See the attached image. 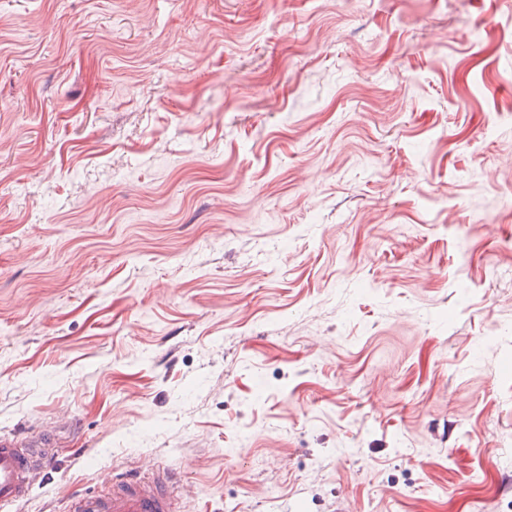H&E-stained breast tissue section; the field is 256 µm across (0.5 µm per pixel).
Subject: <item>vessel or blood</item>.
I'll return each instance as SVG.
<instances>
[{
	"label": "vessel or blood",
	"mask_w": 512,
	"mask_h": 512,
	"mask_svg": "<svg viewBox=\"0 0 512 512\" xmlns=\"http://www.w3.org/2000/svg\"><path fill=\"white\" fill-rule=\"evenodd\" d=\"M52 443L48 432L23 439L0 435V512H13L30 495L36 477L52 465L44 452ZM175 482V476L164 470L150 476L116 477L110 493L74 497L69 512H173Z\"/></svg>",
	"instance_id": "b4317fda"
}]
</instances>
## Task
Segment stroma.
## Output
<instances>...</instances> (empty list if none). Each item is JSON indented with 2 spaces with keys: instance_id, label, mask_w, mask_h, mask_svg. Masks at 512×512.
Instances as JSON below:
<instances>
[{
  "instance_id": "35a3bbf8",
  "label": "stroma",
  "mask_w": 512,
  "mask_h": 512,
  "mask_svg": "<svg viewBox=\"0 0 512 512\" xmlns=\"http://www.w3.org/2000/svg\"><path fill=\"white\" fill-rule=\"evenodd\" d=\"M176 512H512V0H0V433Z\"/></svg>"
}]
</instances>
